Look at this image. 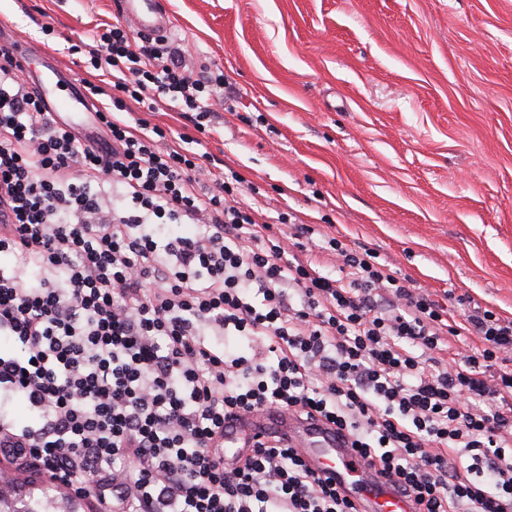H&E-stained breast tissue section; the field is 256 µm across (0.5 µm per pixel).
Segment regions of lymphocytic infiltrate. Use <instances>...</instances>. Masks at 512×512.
<instances>
[{"label": "lymphocytic infiltrate", "instance_id": "f902f5d3", "mask_svg": "<svg viewBox=\"0 0 512 512\" xmlns=\"http://www.w3.org/2000/svg\"><path fill=\"white\" fill-rule=\"evenodd\" d=\"M130 32L106 26L89 52L114 91L103 148L44 112L0 48V339L20 349L0 354V458L91 512H356L295 448L225 461L226 419L282 409L345 430L416 512H512V318L462 297L451 313L318 225L284 237L287 213L245 203L236 171L127 109L174 105L199 128L224 83ZM313 243L340 277L301 259ZM458 336L478 344L443 365Z\"/></svg>", "mask_w": 512, "mask_h": 512}]
</instances>
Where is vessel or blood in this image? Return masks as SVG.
I'll return each instance as SVG.
<instances>
[{
	"label": "vessel or blood",
	"instance_id": "vessel-or-blood-1",
	"mask_svg": "<svg viewBox=\"0 0 512 512\" xmlns=\"http://www.w3.org/2000/svg\"><path fill=\"white\" fill-rule=\"evenodd\" d=\"M139 30L165 35L170 25L158 13L156 0H127ZM65 78L57 67H48L37 80L46 110L52 116L87 121L93 108L81 88L64 89ZM278 436L297 448L316 474L347 489L362 512H413L412 501L402 495L378 468L369 466L351 446L350 437L331 426L305 419L300 414L260 411L240 415L224 423V455L242 454L245 442L255 436Z\"/></svg>",
	"mask_w": 512,
	"mask_h": 512
}]
</instances>
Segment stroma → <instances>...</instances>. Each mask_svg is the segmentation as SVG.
Listing matches in <instances>:
<instances>
[{
    "label": "stroma",
    "mask_w": 512,
    "mask_h": 512,
    "mask_svg": "<svg viewBox=\"0 0 512 512\" xmlns=\"http://www.w3.org/2000/svg\"><path fill=\"white\" fill-rule=\"evenodd\" d=\"M194 69L229 88L190 140L286 211L373 251L435 299L512 318V0H158ZM124 0H0V45L26 43L34 81L126 19Z\"/></svg>",
    "instance_id": "stroma-1"
}]
</instances>
